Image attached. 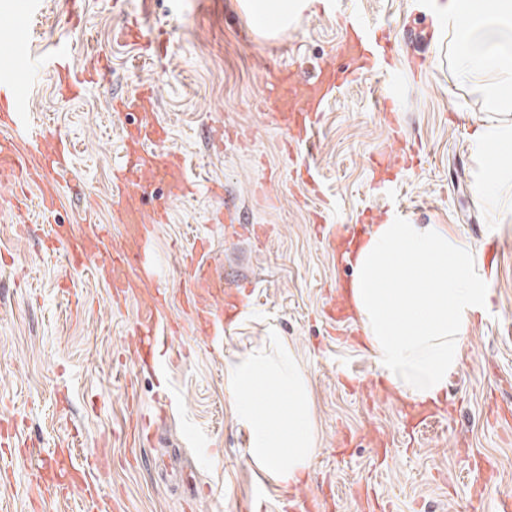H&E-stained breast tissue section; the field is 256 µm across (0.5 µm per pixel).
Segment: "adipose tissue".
I'll return each instance as SVG.
<instances>
[{
    "label": "adipose tissue",
    "instance_id": "obj_1",
    "mask_svg": "<svg viewBox=\"0 0 512 512\" xmlns=\"http://www.w3.org/2000/svg\"><path fill=\"white\" fill-rule=\"evenodd\" d=\"M309 0H245L252 25L285 29ZM439 35L464 82L492 112H512V0H445ZM479 153L502 159L476 190L494 214L512 212V123H481ZM351 297L379 373L413 401H435L461 362L465 334L489 290L477 250L439 224L388 218L352 260ZM230 406L249 434L250 461L276 485L296 484L317 450L309 381L287 342L261 344L224 362Z\"/></svg>",
    "mask_w": 512,
    "mask_h": 512
}]
</instances>
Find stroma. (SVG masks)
<instances>
[{
    "instance_id": "35a3bbf8",
    "label": "stroma",
    "mask_w": 512,
    "mask_h": 512,
    "mask_svg": "<svg viewBox=\"0 0 512 512\" xmlns=\"http://www.w3.org/2000/svg\"><path fill=\"white\" fill-rule=\"evenodd\" d=\"M346 6L393 43L409 162L394 171L388 190L373 176L396 148L377 103L386 77L351 79L323 112L313 146L288 153V132L258 109L270 72L289 70L310 82L327 60L345 68L342 16L315 4L286 31L268 35L252 27L243 0H151L146 8L141 0H86L81 33L70 25L68 0H45L34 14L27 0H0V68H12L26 87L34 116L76 147L73 179L82 192L64 194L57 223L79 235L90 216L111 224L113 236L123 234L112 221V165L122 128L136 118L114 112L112 102L143 82L155 88L167 148L183 154L186 176L203 184L194 198L169 202L167 223L152 232L163 317L182 326L159 379L138 372L126 343L147 296L113 306L105 284L64 269L59 252L43 246L37 209L21 231L13 189L0 186V412L26 418L19 448L0 460V512H28L30 454L63 447L73 436L79 445L60 470L81 467L100 451L112 459L94 475L107 512H286L289 496L300 493L323 497L322 512H494L493 497L473 498L485 464L498 470L499 489L512 492V415L487 419L491 401L512 412V215H494L475 195L490 159L472 144L478 124L500 115L460 81L420 0ZM134 20L165 44L162 56L138 71L133 47L112 40L114 28ZM61 35L74 61L90 46L109 60L106 77L77 99L58 94L49 74H31L32 56L48 53ZM305 166L316 188L292 179ZM209 181L222 184L240 223L216 222L222 204L207 193ZM390 212L444 225L475 246L492 233L502 246L489 272L494 315L467 331L462 365L444 396L450 411L413 439L401 422L406 399L359 385L376 373L361 326L335 330L324 313L337 280L352 276L350 266L337 265L328 239L338 227L379 224ZM257 225L265 230L258 239ZM198 235L209 237L225 278L249 288L246 313L219 351L194 334L182 302L192 286L182 250ZM272 332L307 373L317 432L308 478L285 489L249 463L247 433L224 387L225 357ZM133 400L158 416L152 442L137 448L124 434Z\"/></svg>"
}]
</instances>
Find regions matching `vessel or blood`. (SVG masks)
<instances>
[{"label":"vessel or blood","mask_w":512,"mask_h":512,"mask_svg":"<svg viewBox=\"0 0 512 512\" xmlns=\"http://www.w3.org/2000/svg\"><path fill=\"white\" fill-rule=\"evenodd\" d=\"M344 24L347 39L341 53L352 71L393 70L389 38L377 35L375 26L357 14L347 15ZM118 36L135 46L137 65L150 63L161 54L159 37L140 24L125 26ZM104 68L100 54L93 50L85 52L82 66H75L68 47L62 45L54 54L51 71L56 85L76 96L97 84ZM336 72L335 64H324L309 84L288 83L275 77L267 103L276 121L285 123L293 114H300L296 144H311L321 114L337 89ZM153 100V87L145 86L117 103L119 110L137 117L134 130L123 138V154L112 179L113 223L123 224V238L113 239L112 224H99L91 219L85 232L68 239L62 249L67 267L93 268L95 276L109 282L112 298L117 302L130 294L149 291L155 287L159 274L148 255L150 236L145 226L165 223L168 211L161 206L145 213L144 195L158 180L165 182L168 195L174 198H185L198 190L197 184L184 176V158L173 152H161L165 129L155 121ZM28 110L26 98L11 75L1 71L0 184L17 187L14 199L21 212L28 208L29 185H37L38 208L42 217L48 219L55 214L62 192L69 185L74 146L58 137L50 123L33 124ZM188 258L187 272L193 287L185 292L183 303L192 315L195 332L205 336L210 346L222 347L223 335L235 318L237 294L230 291L229 281L218 272L209 239H195ZM158 309L155 302L140 309L129 327L130 343L137 357H157L160 348L178 331L177 326L162 322ZM31 482L42 502L67 496L71 491L69 485L48 480L41 467L33 470Z\"/></svg>","instance_id":"obj_1"}]
</instances>
